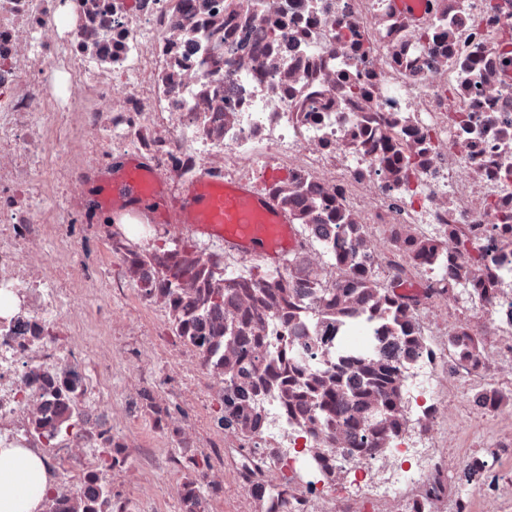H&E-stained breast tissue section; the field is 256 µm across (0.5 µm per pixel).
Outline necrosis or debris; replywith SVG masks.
<instances>
[{"instance_id": "4bbe7bcc", "label": "necrosis or debris", "mask_w": 512, "mask_h": 512, "mask_svg": "<svg viewBox=\"0 0 512 512\" xmlns=\"http://www.w3.org/2000/svg\"><path fill=\"white\" fill-rule=\"evenodd\" d=\"M508 31L512 0H0V446L48 457L55 512L153 454L117 431L112 366L79 351L72 291L32 256L50 239L90 325L134 292L182 337L197 401L221 395L203 439L156 382L123 398L178 445L163 472L183 512H206L186 491L220 493L226 470L251 512H472L437 452L442 386L504 352L432 307L481 312L512 353ZM89 133L67 189L130 155L152 189L246 180L291 247L260 275L217 229L182 237L130 208L104 224L95 200L46 222L44 159ZM385 367L386 419L322 405Z\"/></svg>"}]
</instances>
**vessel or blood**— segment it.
<instances>
[{"label": "vessel or blood", "instance_id": "b4317fda", "mask_svg": "<svg viewBox=\"0 0 512 512\" xmlns=\"http://www.w3.org/2000/svg\"><path fill=\"white\" fill-rule=\"evenodd\" d=\"M104 190V207L126 204L148 214L160 216L177 234L209 231L212 225L224 227V243L230 248H243L252 253L275 258L267 235L255 232L254 218L272 209V202L255 187L241 184L225 189L223 184L208 179L184 188L171 207H164V192L146 191L135 161L122 168L105 169L93 179Z\"/></svg>", "mask_w": 512, "mask_h": 512}]
</instances>
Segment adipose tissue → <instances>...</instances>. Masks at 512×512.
<instances>
[{
  "instance_id": "ef3b65f1",
  "label": "adipose tissue",
  "mask_w": 512,
  "mask_h": 512,
  "mask_svg": "<svg viewBox=\"0 0 512 512\" xmlns=\"http://www.w3.org/2000/svg\"><path fill=\"white\" fill-rule=\"evenodd\" d=\"M51 484L47 457L0 446V512H43Z\"/></svg>"
}]
</instances>
